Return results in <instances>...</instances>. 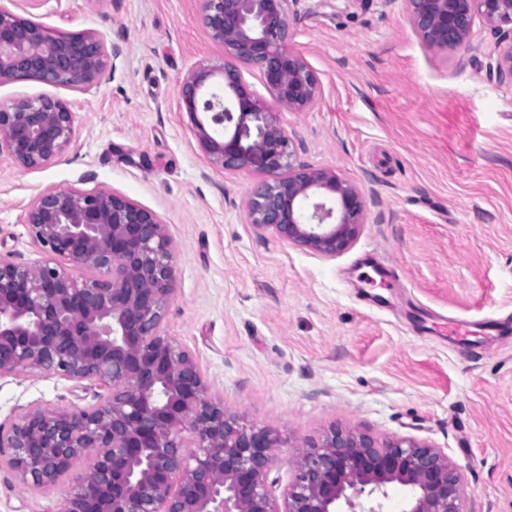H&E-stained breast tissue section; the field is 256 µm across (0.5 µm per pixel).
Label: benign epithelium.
I'll list each match as a JSON object with an SVG mask.
<instances>
[{"instance_id":"1","label":"benign epithelium","mask_w":512,"mask_h":512,"mask_svg":"<svg viewBox=\"0 0 512 512\" xmlns=\"http://www.w3.org/2000/svg\"><path fill=\"white\" fill-rule=\"evenodd\" d=\"M289 2L202 0L203 25L223 56L185 77L181 107L214 166L267 175L248 201L254 227L334 258L364 224L365 198L336 172L297 163L272 119L276 108L303 112L321 95L317 73L290 47ZM398 2L424 47L444 57L473 51L481 17L497 35L496 75L512 82V0ZM120 54L95 33L52 34L0 9V83L31 78L84 91ZM242 64L258 69L272 102L243 78ZM251 118L265 129L244 145ZM75 134L74 112L58 97L0 103V153L25 167L60 157ZM27 224L48 257L0 260V377L52 371L108 388L91 408L32 407L0 428V457L28 487L53 486L77 459L93 457L54 512H384L392 484L409 490L401 512H469L464 477L442 450L336 427L298 446L293 478L275 494L269 472L282 440L228 414L195 359L164 332L176 257L165 225L103 187L48 188Z\"/></svg>"}]
</instances>
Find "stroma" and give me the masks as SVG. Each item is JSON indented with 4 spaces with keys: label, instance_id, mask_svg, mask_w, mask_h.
<instances>
[{
    "label": "stroma",
    "instance_id": "stroma-1",
    "mask_svg": "<svg viewBox=\"0 0 512 512\" xmlns=\"http://www.w3.org/2000/svg\"><path fill=\"white\" fill-rule=\"evenodd\" d=\"M49 31L119 46L87 92L33 79L0 102H69L76 135L29 168L0 155V258L46 254L26 214L50 187L108 188L165 224L176 247L165 332L199 363L212 394L287 445L331 426L441 449L463 474L469 512H512V83L491 75L496 38L473 27L466 65L434 56L395 0H294L291 47L317 73L318 103L276 113L299 163L365 192L354 243L327 259L249 221L260 173L213 166L185 112L184 77L219 63L200 0H37L0 8ZM496 319L493 330L481 329ZM476 328L465 339L449 320ZM106 393L53 372L0 377V427L31 407L73 412ZM26 488L0 461V512H49L88 468Z\"/></svg>",
    "mask_w": 512,
    "mask_h": 512
}]
</instances>
